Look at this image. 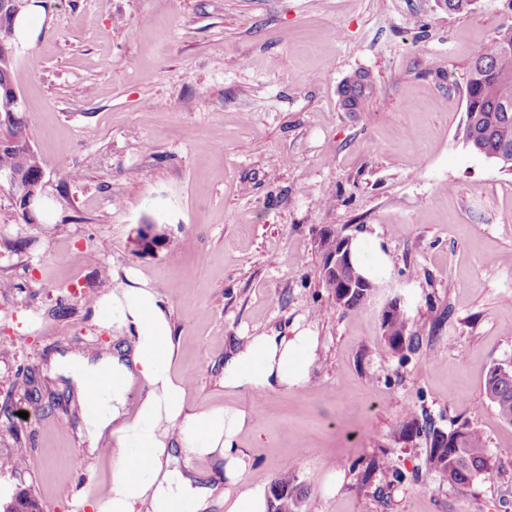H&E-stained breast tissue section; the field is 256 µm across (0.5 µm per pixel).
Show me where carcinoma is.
I'll return each instance as SVG.
<instances>
[{
	"instance_id": "obj_1",
	"label": "carcinoma",
	"mask_w": 512,
	"mask_h": 512,
	"mask_svg": "<svg viewBox=\"0 0 512 512\" xmlns=\"http://www.w3.org/2000/svg\"><path fill=\"white\" fill-rule=\"evenodd\" d=\"M375 85L365 72L347 78L338 90L340 106L346 112H359L373 95ZM31 117L18 109L7 126L12 147L0 150V169L23 173L27 180L42 171L39 159L25 139ZM463 139L470 149L512 167V26L500 31L494 43L480 49L471 64L466 81V120ZM165 233L157 224L139 226L130 239L136 255L152 253L161 246ZM368 288H337L330 292L334 304L354 310L365 304ZM382 339L395 353L416 347L403 308L392 306L382 312ZM485 393L500 417L512 423V369L493 368L486 379ZM409 430L427 437L425 466L461 488L476 476L488 472L489 455L483 434L463 423L447 432L432 427L429 419L412 417ZM272 512H296L303 491L288 474L275 482Z\"/></svg>"
}]
</instances>
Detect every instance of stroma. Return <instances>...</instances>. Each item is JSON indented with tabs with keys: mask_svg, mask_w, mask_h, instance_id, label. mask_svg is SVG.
Returning a JSON list of instances; mask_svg holds the SVG:
<instances>
[{
	"mask_svg": "<svg viewBox=\"0 0 512 512\" xmlns=\"http://www.w3.org/2000/svg\"><path fill=\"white\" fill-rule=\"evenodd\" d=\"M505 24L512 0H40L12 82L49 211L26 223L0 183V458L24 457L0 496L81 512L107 480L114 454H82L49 361L114 345L93 302L132 273L171 311L189 409L252 406L223 385L241 337L317 336L311 383L263 397L239 438L245 482L290 461L299 512H506L512 424L485 381L512 368V171L462 139L471 62ZM357 71L376 92L346 112ZM146 222L166 243L132 254ZM326 230L392 260L362 308L329 298ZM394 298L420 342L403 356L381 338ZM422 414L481 431L489 473L457 489L426 471Z\"/></svg>",
	"mask_w": 512,
	"mask_h": 512,
	"instance_id": "1",
	"label": "stroma"
}]
</instances>
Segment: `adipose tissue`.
<instances>
[{
  "mask_svg": "<svg viewBox=\"0 0 512 512\" xmlns=\"http://www.w3.org/2000/svg\"><path fill=\"white\" fill-rule=\"evenodd\" d=\"M97 319L133 337L125 353L72 351L54 358L77 394L88 455L109 448L117 456L103 491L82 500L89 512H209L212 490L198 471L183 470L173 449L224 463L229 485L225 512H267L265 484H244L247 464L238 438L251 429L255 410L213 406L188 411L171 367L178 355L171 314L158 292L139 279L117 284L94 302ZM318 339L295 335L247 337L224 358V387L235 392L288 391L311 380Z\"/></svg>",
  "mask_w": 512,
  "mask_h": 512,
  "instance_id": "adipose-tissue-1",
  "label": "adipose tissue"
}]
</instances>
